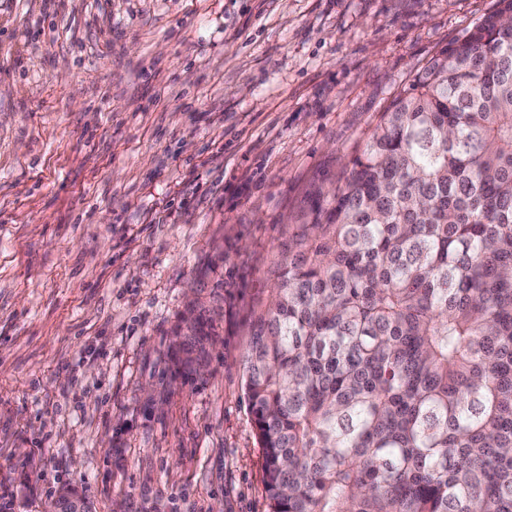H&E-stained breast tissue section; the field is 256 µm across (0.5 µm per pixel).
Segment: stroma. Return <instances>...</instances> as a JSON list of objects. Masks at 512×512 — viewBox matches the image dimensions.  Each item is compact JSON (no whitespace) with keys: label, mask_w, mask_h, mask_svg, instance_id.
<instances>
[{"label":"stroma","mask_w":512,"mask_h":512,"mask_svg":"<svg viewBox=\"0 0 512 512\" xmlns=\"http://www.w3.org/2000/svg\"><path fill=\"white\" fill-rule=\"evenodd\" d=\"M498 0H0V512H268L269 269ZM219 327L175 374L190 302Z\"/></svg>","instance_id":"stroma-1"}]
</instances>
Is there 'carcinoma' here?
Listing matches in <instances>:
<instances>
[{"instance_id": "carcinoma-1", "label": "carcinoma", "mask_w": 512, "mask_h": 512, "mask_svg": "<svg viewBox=\"0 0 512 512\" xmlns=\"http://www.w3.org/2000/svg\"><path fill=\"white\" fill-rule=\"evenodd\" d=\"M511 15L418 72L275 262L243 357L268 512H512Z\"/></svg>"}]
</instances>
